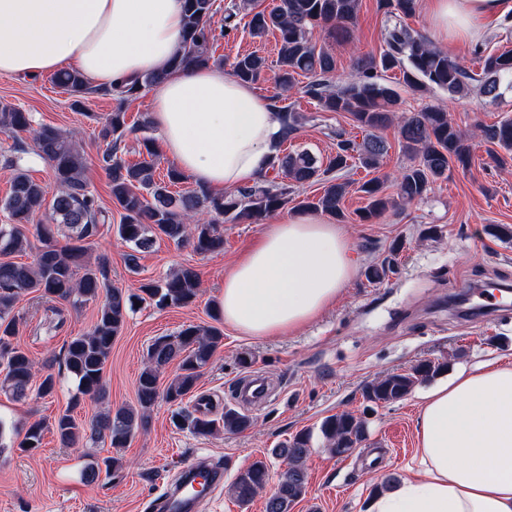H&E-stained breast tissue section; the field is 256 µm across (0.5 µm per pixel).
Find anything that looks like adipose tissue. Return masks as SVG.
<instances>
[{
  "label": "adipose tissue",
  "instance_id": "ef3b65f1",
  "mask_svg": "<svg viewBox=\"0 0 512 512\" xmlns=\"http://www.w3.org/2000/svg\"><path fill=\"white\" fill-rule=\"evenodd\" d=\"M432 33L467 40L512 15V0H428ZM184 26L182 0H0V74L73 67L91 85L161 71L151 120L165 156L195 183L227 191L268 168L281 121L252 84L202 67H169ZM357 273L346 229L316 215L269 217L259 243L224 274L225 324L257 338L297 331ZM415 478L370 512H512V369L459 371L424 397Z\"/></svg>",
  "mask_w": 512,
  "mask_h": 512
}]
</instances>
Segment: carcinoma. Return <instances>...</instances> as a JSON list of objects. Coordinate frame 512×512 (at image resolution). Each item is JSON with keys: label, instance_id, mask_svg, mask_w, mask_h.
Returning a JSON list of instances; mask_svg holds the SVG:
<instances>
[{"label": "carcinoma", "instance_id": "obj_1", "mask_svg": "<svg viewBox=\"0 0 512 512\" xmlns=\"http://www.w3.org/2000/svg\"><path fill=\"white\" fill-rule=\"evenodd\" d=\"M417 2L378 0L379 7L406 16L415 13ZM183 6V36L171 67L188 70L216 64L210 54L216 41L211 26L214 0H184ZM243 8L247 10L246 30L251 37L261 39L271 32L278 34V57L272 64L256 52L240 54L228 62L231 75L255 82L271 70L275 88L283 92L297 85V77L306 76L309 82L303 86V93L316 102L319 110L349 115L366 135L358 143L342 132L336 133V152L324 162L305 150L275 154L270 169L282 175L279 182L263 177L227 196L215 195L200 185L187 191H173L171 187L185 179L184 173L170 166L164 176H157L155 140L147 135L151 122L144 119L130 125L125 111L126 104L142 97L161 75L149 72L105 89L116 107L100 118L101 163L108 177L112 203L120 210L115 233L130 249L126 260L133 271L138 267V255L150 251L159 239L187 245L195 253L205 255L224 247V222L255 224L290 205L343 219L342 203L351 186L347 179L349 170L356 166L376 170L387 152L386 143L377 132L393 123L398 105L395 93L382 83L384 73L390 70L399 69L403 82L420 93L438 87L450 94H461L469 89L470 82L476 81L481 94L496 101L501 97L503 84L512 86L511 50L498 54L483 46L476 47L474 54L481 64V73H470L436 49L426 36L396 27L388 33L380 55L352 59L358 79L337 88L329 81L336 70L335 58L317 48L312 38L315 31L322 29L335 32L338 38L351 34L359 0H279L269 11L258 10L251 0H243ZM54 82L69 94L74 108L83 107L89 95L97 93L82 73L74 69L58 72ZM280 115L281 140L285 142L297 133L299 117L289 106L280 108ZM476 128L490 159L498 165L506 164L499 150L512 154V118L505 116L493 125L478 123ZM30 130L34 131L37 152L51 166L60 191L47 200L43 185L19 170L18 155L26 151L22 141H16L11 153L0 156L4 166L17 170L10 194L0 201V209L8 219V223L0 224V364L6 370L0 388L23 400L35 376L28 352L15 342L13 312L22 294L36 293L48 301L66 302L75 310L97 300L100 306L90 329L71 338L60 356L67 374L76 383L70 405L51 424L43 420L29 424L17 449L32 452L40 448L48 429L67 447H77L88 438L94 443L107 440L112 448H125L136 430L148 423L156 404L164 401L180 406L185 398L194 396L200 369L222 346L223 333L215 326L189 324L174 336L154 339L147 349L148 362L138 376V407H109L88 423L73 415L80 399L87 397L100 402L106 398L103 370L112 343L121 334L128 314L135 310V303L148 299L158 308L185 306L196 299L201 282L195 269L184 267L141 283L136 293L128 294L112 286L107 263L89 260L90 246L110 216L89 188L84 151L72 136L58 128L32 129L30 113L7 105L0 107L1 134ZM138 132L142 133L139 142L145 158L130 164L122 157L121 143ZM398 136L411 163L399 173L394 196L386 193V180L378 176L359 186L368 200L358 212L362 223L372 222L390 208L424 201L439 179L448 178L451 166L463 170L472 166V148L465 132L441 108L425 107L407 113L398 122ZM312 184L321 186L319 195L301 197V190ZM43 210L47 212L46 222L34 225L38 242L34 246L22 226L31 223ZM63 227L67 233L62 235ZM31 249L34 256L29 263L9 259ZM395 272V260L388 258L369 266L365 276L376 283ZM175 360L177 372L161 384L162 370ZM444 368L442 363L421 361L407 371L368 382L363 386V396L377 406H387L404 399L416 384L438 376ZM59 385L60 376L48 371L41 376L37 393L43 399L52 398ZM177 422L203 437H211L221 429L241 432L252 424L249 416L233 408L225 409L218 419L198 409L193 413L182 409L177 412ZM366 432L365 422L347 412L326 417L320 426L322 438L335 455L358 447ZM311 442L312 433L302 431L272 449L274 458L286 462L288 475L266 499L265 512H291L293 504L305 496V462ZM121 468L122 458L106 457L88 462L80 476L82 481L94 483L100 475L109 477ZM269 480L268 460H255L237 471L231 484L232 495L240 505H248Z\"/></svg>", "mask_w": 512, "mask_h": 512}]
</instances>
